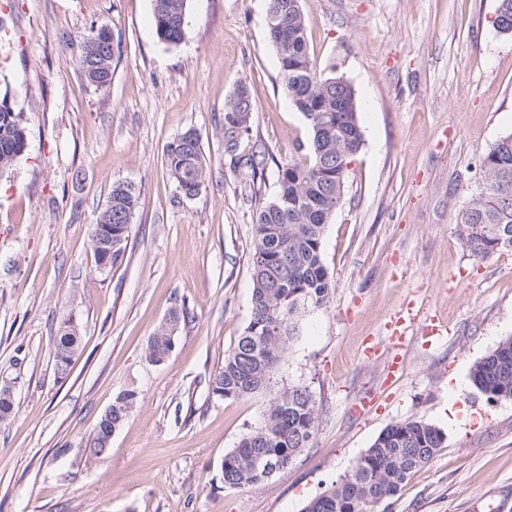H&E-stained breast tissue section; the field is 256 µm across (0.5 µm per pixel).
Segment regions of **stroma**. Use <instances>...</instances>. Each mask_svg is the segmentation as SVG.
<instances>
[{"label": "stroma", "mask_w": 512, "mask_h": 512, "mask_svg": "<svg viewBox=\"0 0 512 512\" xmlns=\"http://www.w3.org/2000/svg\"><path fill=\"white\" fill-rule=\"evenodd\" d=\"M498 0H302L308 52L346 79L363 145L345 200L325 228L330 301L309 309L275 377L304 384L317 434L260 487H225L221 463L257 425L269 393L224 400L209 377L251 317L257 209L278 165L309 135L289 105L267 0H189L181 43H160L151 0H0V95L23 113L25 153L0 173V512H302L390 424L445 434L389 512H512V401H487L473 364L512 336V250L477 261L454 223L483 187L481 153L512 133V36ZM107 27L120 41L110 84L89 85L81 43ZM244 82L250 142L275 157L262 182L224 158V102ZM196 129L205 182L183 196L166 149ZM136 188L123 261L99 271L91 226L113 185ZM421 309L442 338L409 333L390 387L367 339L391 315ZM188 320L161 364L147 356L172 307ZM82 344L67 375L52 359L59 321ZM138 401L108 456L85 442L122 391Z\"/></svg>", "instance_id": "obj_1"}]
</instances>
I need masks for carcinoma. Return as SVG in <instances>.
Instances as JSON below:
<instances>
[{
    "label": "carcinoma",
    "mask_w": 512,
    "mask_h": 512,
    "mask_svg": "<svg viewBox=\"0 0 512 512\" xmlns=\"http://www.w3.org/2000/svg\"><path fill=\"white\" fill-rule=\"evenodd\" d=\"M157 39L177 45L184 38L188 0H152ZM268 38L278 55L280 77L290 104L305 117L309 138L301 157L277 165L278 192L261 206L253 225L251 255V319L224 355L209 386L222 399H240L268 389L287 350L299 335L300 315L329 301L331 282L322 259L326 224L342 205L344 177L352 155L361 147L363 133L357 101L336 106L340 95L336 78L318 71L307 51L302 0H268ZM495 22L512 31V0H498ZM104 28L83 40L80 69L86 81L102 87L112 80L113 58L119 42L101 44ZM241 107L224 108V154L230 166L247 168L252 179L263 176L264 151L245 153L242 145L252 128L253 101L248 90ZM27 137L21 112L6 98L0 100V172L9 169L25 151ZM167 167L179 191L197 195L205 180L200 135L188 129L166 150ZM483 190L458 210L459 238L475 259L512 249V133L500 137L482 152ZM139 195L129 185L113 186L109 200L92 225V249L105 248L101 227L112 224L114 266L124 257L131 225L119 216H134ZM187 317L173 308L148 345L149 357L163 362L172 352L175 333ZM80 346L78 324L63 319L54 340V366L68 374ZM475 387L488 399L512 401V336L477 361L471 371ZM137 392L119 393L112 403V420H99L86 441L88 458L103 459L101 446L109 427L120 428L136 405ZM318 408L306 385H290L270 400L262 421L224 454V486L248 490L261 486L288 468L310 447L316 436ZM444 433L421 421H399L383 430L357 459L352 469L311 499L303 512H384L408 477L427 466L444 442Z\"/></svg>",
    "instance_id": "cac0c4a2"
}]
</instances>
